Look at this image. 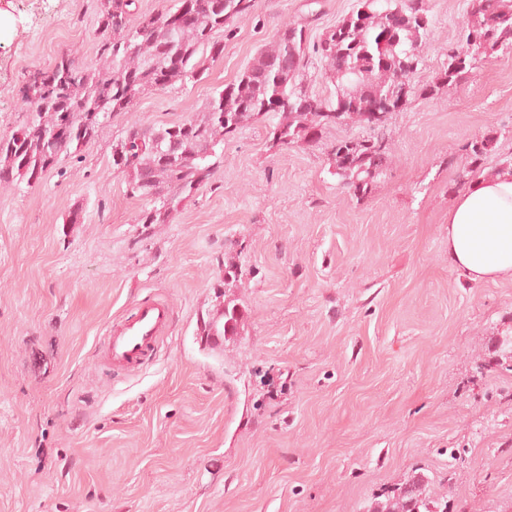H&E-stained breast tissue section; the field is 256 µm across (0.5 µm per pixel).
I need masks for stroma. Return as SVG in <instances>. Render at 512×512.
I'll return each mask as SVG.
<instances>
[{
	"instance_id": "obj_1",
	"label": "stroma",
	"mask_w": 512,
	"mask_h": 512,
	"mask_svg": "<svg viewBox=\"0 0 512 512\" xmlns=\"http://www.w3.org/2000/svg\"><path fill=\"white\" fill-rule=\"evenodd\" d=\"M357 0H256L204 80L144 92L36 184L0 186V512H370L426 476L449 512H512V281L448 261V207L473 176L512 168V55L412 95L382 129L392 163L366 197L328 152L271 148L270 117L227 138L211 179L165 224L112 170L132 123L202 112L288 23L319 39ZM0 136L28 118L13 93L64 53L105 71L101 0H0ZM411 82L435 80L471 0H429ZM493 136L471 165L463 146ZM235 266L239 281L225 282ZM167 303L156 356L102 358L108 327ZM233 302L222 349L205 322Z\"/></svg>"
}]
</instances>
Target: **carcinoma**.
Wrapping results in <instances>:
<instances>
[{"instance_id": "cac0c4a2", "label": "carcinoma", "mask_w": 512, "mask_h": 512, "mask_svg": "<svg viewBox=\"0 0 512 512\" xmlns=\"http://www.w3.org/2000/svg\"><path fill=\"white\" fill-rule=\"evenodd\" d=\"M161 12H143L139 0H103L98 17V51L109 71L96 74L68 54L46 69L25 76L15 95L31 117L20 128L0 137V185L32 183L53 167L61 155L71 156L88 143L112 117L131 111L146 91H161L178 81L200 76L204 62L224 53V32L233 22L252 14L254 0H173ZM370 13L363 14V9ZM400 8L409 15L429 12L427 0H359V8L312 44L303 25L287 24L273 43L258 53L240 79L214 90L201 117H188L162 125L138 122L112 142V169L121 174L127 191L146 199L139 224H165L174 208L195 194L213 170L217 147L260 115L280 116L270 131L273 148H288L298 141L315 144L322 130L336 124L332 112L341 106L337 98H321L304 84L306 68L316 56L325 74L341 90L350 75L357 77L353 95L339 119L377 129L369 114L394 106L389 97L400 59L419 57L422 40L409 27L390 29L387 12ZM498 52L512 54V5L506 0H474L473 11L462 24L457 44L448 50V66L438 80L456 82L481 57ZM59 130L53 144L46 135ZM147 134L165 145L178 141L179 151L169 156L148 144L138 145ZM484 137L465 144L476 164L493 148ZM329 155L335 174L353 193L367 195L392 161L385 138L340 139ZM237 309L224 311L205 323L204 331L238 332ZM374 512H448L428 491V481L414 476L398 486Z\"/></svg>"}]
</instances>
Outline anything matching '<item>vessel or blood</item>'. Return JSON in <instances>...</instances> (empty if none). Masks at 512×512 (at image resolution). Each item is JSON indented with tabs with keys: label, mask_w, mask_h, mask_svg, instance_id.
I'll use <instances>...</instances> for the list:
<instances>
[{
	"label": "vessel or blood",
	"mask_w": 512,
	"mask_h": 512,
	"mask_svg": "<svg viewBox=\"0 0 512 512\" xmlns=\"http://www.w3.org/2000/svg\"><path fill=\"white\" fill-rule=\"evenodd\" d=\"M170 309L160 302L139 305L118 328L108 331L104 356L109 364L135 368L146 363L167 328Z\"/></svg>",
	"instance_id": "vessel-or-blood-1"
}]
</instances>
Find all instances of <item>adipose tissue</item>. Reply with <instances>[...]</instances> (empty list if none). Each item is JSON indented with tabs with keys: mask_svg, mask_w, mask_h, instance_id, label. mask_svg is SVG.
I'll return each instance as SVG.
<instances>
[{
	"mask_svg": "<svg viewBox=\"0 0 512 512\" xmlns=\"http://www.w3.org/2000/svg\"><path fill=\"white\" fill-rule=\"evenodd\" d=\"M448 258L472 281L512 280V170L479 175L454 196Z\"/></svg>",
	"mask_w": 512,
	"mask_h": 512,
	"instance_id": "ef3b65f1",
	"label": "adipose tissue"
}]
</instances>
